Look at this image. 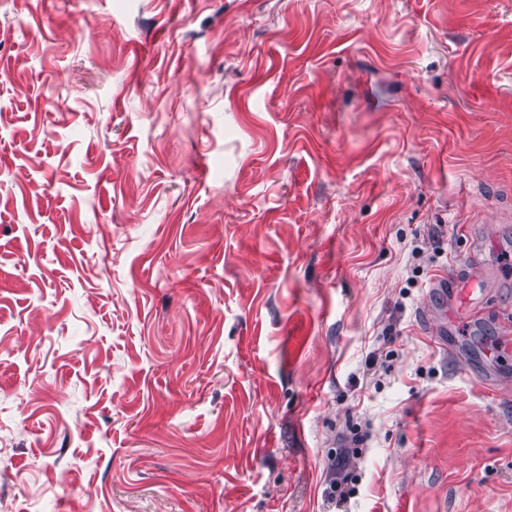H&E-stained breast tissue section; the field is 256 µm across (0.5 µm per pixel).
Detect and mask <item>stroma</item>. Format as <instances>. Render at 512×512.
Wrapping results in <instances>:
<instances>
[{"mask_svg": "<svg viewBox=\"0 0 512 512\" xmlns=\"http://www.w3.org/2000/svg\"><path fill=\"white\" fill-rule=\"evenodd\" d=\"M511 315L512 0H0V512H512ZM472 281L468 279L466 282L459 280L453 276H441L433 285L438 288L445 297L444 289L447 288L448 301L455 300L459 295H463L466 299V307L468 311L476 309L481 301L480 291L473 288Z\"/></svg>", "mask_w": 512, "mask_h": 512, "instance_id": "1", "label": "stroma"}]
</instances>
